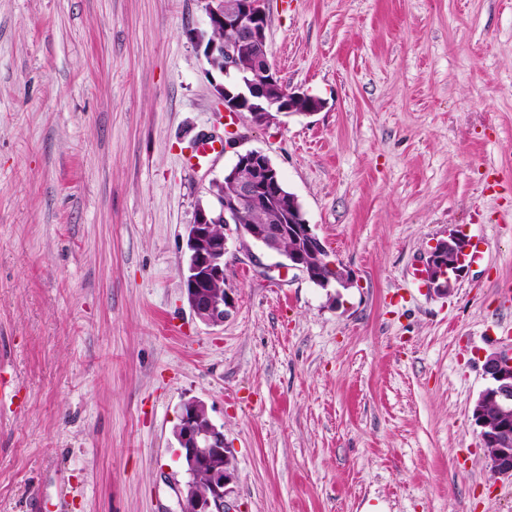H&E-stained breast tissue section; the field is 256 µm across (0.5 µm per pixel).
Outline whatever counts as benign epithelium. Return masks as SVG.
I'll use <instances>...</instances> for the list:
<instances>
[{
  "label": "benign epithelium",
  "mask_w": 512,
  "mask_h": 512,
  "mask_svg": "<svg viewBox=\"0 0 512 512\" xmlns=\"http://www.w3.org/2000/svg\"><path fill=\"white\" fill-rule=\"evenodd\" d=\"M266 0H201L208 19V26L233 30L236 41L224 47V69L221 73L233 79L230 85L215 86L219 111L232 118L248 113L255 125H266L281 114L311 115L323 107L321 99L307 93L286 89L269 62L266 29L268 16ZM308 107L299 106V101ZM277 170L271 159L258 150L237 154L235 164L228 173L232 191L217 197L219 207H200L187 241L190 255L185 289L187 302L194 314L203 322L224 323L230 308L228 292L215 294V288L224 282V253L227 236L212 233L213 225L224 224V230H234L244 244L252 243L284 256L285 269L300 271L307 278L320 280L319 269L338 270L339 266L328 260L326 242L307 221L293 222L297 197L282 193ZM274 201L288 218L286 223L240 225V217ZM292 238L296 246L284 252L281 242ZM471 240L463 233L448 234L428 252L425 277L428 287L439 294H447L442 281L449 275L461 276L471 251ZM483 371L490 384L479 395L472 417L480 428L483 446L492 447L489 454L494 473L512 478V418L489 417L484 406L489 403L512 405V355L493 352L484 356ZM179 444L178 456L185 467L186 481L181 491L180 512H224L226 498L233 492L237 474L229 464V454L224 448V432L209 418L205 406L197 400L183 404L179 423L174 429ZM208 478L204 493L196 492L194 480L199 472Z\"/></svg>",
  "instance_id": "obj_1"
}]
</instances>
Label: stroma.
Here are the masks:
<instances>
[{"label":"stroma","mask_w":512,"mask_h":512,"mask_svg":"<svg viewBox=\"0 0 512 512\" xmlns=\"http://www.w3.org/2000/svg\"><path fill=\"white\" fill-rule=\"evenodd\" d=\"M269 60L313 115L239 118L351 288L229 238L223 324L186 239L236 150L199 0H0V512H180L202 401L230 512H512L472 408L512 350V0H268ZM482 243L447 296L431 244Z\"/></svg>","instance_id":"obj_1"}]
</instances>
